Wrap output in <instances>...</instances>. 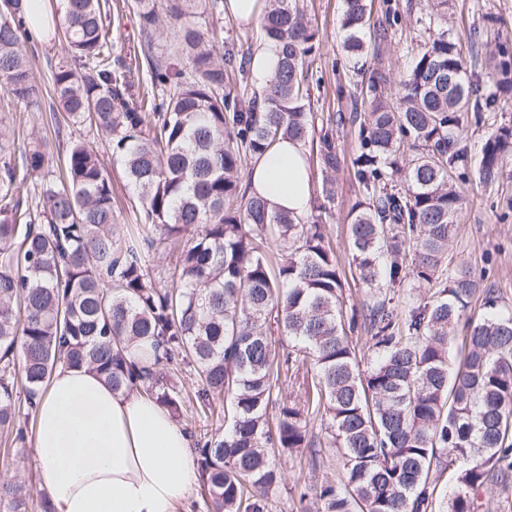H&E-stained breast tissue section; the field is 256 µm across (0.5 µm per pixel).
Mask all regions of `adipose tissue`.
Returning <instances> with one entry per match:
<instances>
[{
    "label": "adipose tissue",
    "mask_w": 512,
    "mask_h": 512,
    "mask_svg": "<svg viewBox=\"0 0 512 512\" xmlns=\"http://www.w3.org/2000/svg\"><path fill=\"white\" fill-rule=\"evenodd\" d=\"M250 195L304 216L303 143L277 139L253 160ZM37 487L53 512H176L196 479L188 432L154 398L121 394L87 369L58 368L36 401Z\"/></svg>",
    "instance_id": "obj_1"
}]
</instances>
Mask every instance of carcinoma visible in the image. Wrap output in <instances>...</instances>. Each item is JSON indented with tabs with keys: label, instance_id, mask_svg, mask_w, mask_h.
I'll return each mask as SVG.
<instances>
[{
	"label": "carcinoma",
	"instance_id": "carcinoma-1",
	"mask_svg": "<svg viewBox=\"0 0 512 512\" xmlns=\"http://www.w3.org/2000/svg\"><path fill=\"white\" fill-rule=\"evenodd\" d=\"M196 2L167 0L181 55L163 61L144 48L152 96L139 100L112 56L101 0H64L54 27L67 53L51 70L59 107L72 125L87 121L107 137L138 196L135 229L117 224L112 177L85 139L70 138L58 161L34 148L20 176L0 131V433L25 444L35 400L61 366L92 368L112 391H143L179 417L185 395L166 369L183 364L198 376L200 409L224 404V432L193 449L210 512H271L277 456L301 448L314 464L322 448L340 452L342 478L299 493L301 502L315 496L320 512H476L487 483L512 477V309L486 289L482 313L472 312L479 283L447 270L461 209L450 172L467 160L461 116L480 125L512 92V54L499 52L485 91L481 74L467 80L443 30L394 83L355 62L380 49L388 28L365 40L367 0H344V49L361 81L336 124L357 126L366 197L352 208L349 237L355 272L376 292L346 321L326 225L270 210L242 182L244 164L278 137L304 143L314 129L303 95L314 33L298 0H269L261 31L281 46L276 73L239 109L208 48L216 34L187 21ZM135 7L148 36L160 25L153 0ZM31 43L22 0H3L0 88L38 111ZM318 152L325 171L340 168L333 129L320 132ZM511 157L512 126H500L482 145L479 180L499 179ZM27 181L38 203L24 209ZM268 237L288 244L275 264L261 250ZM152 252L174 258L163 281ZM409 276L434 292L402 312L395 289ZM360 321L370 332L364 369L351 337ZM136 344L154 349L152 365L133 355ZM288 379L302 381L301 400L279 397ZM318 412L326 439L317 448L307 418ZM447 469L452 485L441 496L436 475ZM6 493L8 512H26L25 485Z\"/></svg>",
	"mask_w": 512,
	"mask_h": 512
}]
</instances>
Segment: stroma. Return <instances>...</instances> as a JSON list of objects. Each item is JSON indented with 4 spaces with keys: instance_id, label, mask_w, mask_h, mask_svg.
Here are the masks:
<instances>
[{
    "instance_id": "1",
    "label": "stroma",
    "mask_w": 512,
    "mask_h": 512,
    "mask_svg": "<svg viewBox=\"0 0 512 512\" xmlns=\"http://www.w3.org/2000/svg\"><path fill=\"white\" fill-rule=\"evenodd\" d=\"M397 4L401 19L382 56H367L366 64L391 69L399 76L409 67L414 50L427 43L429 35L421 21L431 13L432 0H372L370 23L378 25L387 18L388 4ZM132 0H107L106 27L114 46L120 48L129 62L126 79L133 88L143 87L149 81L145 67L135 66V55L142 36L131 9ZM305 19L313 30V50L306 58L310 77L305 99L316 123H325L330 116L349 112V94L357 81L342 50L344 33L341 29L343 0H303ZM191 21L199 29H219L223 37L215 42L214 57L224 63V90L230 93L239 107H246L249 99L232 65L241 58L252 57L261 38L257 27H242L227 15L213 16L196 13ZM435 30H448L461 47L468 64L476 72H485L499 49L512 52V0H451L447 20L436 21ZM63 54L60 43L39 42L29 61L35 79L43 92V109L39 112L25 108L0 90V123L14 144L16 154H23L39 145L58 152L48 109L53 100L48 91L50 61ZM502 125L512 126V93L505 95L497 111L487 113L483 125H475L470 116H462L458 136L468 149V167L465 174L456 175L455 185L462 198L460 223L456 238L448 247L451 267L470 269L481 287L494 289L504 308L512 309V177L483 185L476 170L481 148L488 132ZM89 142L112 172L114 196L120 208L119 224L132 225L139 206L133 188L127 184L120 164L114 163L105 137L92 135ZM336 144L341 152V166L333 175H326L318 155V137L310 135L306 148L311 155L312 197L324 200L322 187L325 178H333L336 189L331 200H324L321 219L326 226V242L334 254L336 268L343 281L346 306H362L370 301L373 292L358 280L352 266L349 245V224L353 205L363 199L365 190L356 177L355 160L360 152L357 129L351 124L336 128ZM283 480L271 492L272 512H297L293 497L295 487L313 486L321 480L336 479L341 475L338 453L326 449L317 465H310L308 453H297L281 462ZM24 483L30 490L29 512H39L40 495L36 492L37 471L32 443L14 445L0 436V485Z\"/></svg>"
}]
</instances>
